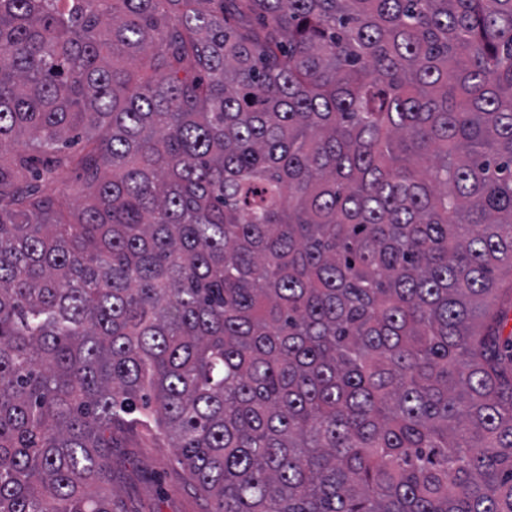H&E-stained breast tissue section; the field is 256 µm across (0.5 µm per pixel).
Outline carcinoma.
I'll list each match as a JSON object with an SVG mask.
<instances>
[{
  "mask_svg": "<svg viewBox=\"0 0 512 512\" xmlns=\"http://www.w3.org/2000/svg\"><path fill=\"white\" fill-rule=\"evenodd\" d=\"M23 133L0 512H512V0H0ZM83 184L84 181L81 171L66 170L61 173L58 182L55 184V189L66 203V213L76 209ZM117 436L113 486L128 512H201L204 494L188 483L167 441L141 432Z\"/></svg>",
  "mask_w": 512,
  "mask_h": 512,
  "instance_id": "1",
  "label": "carcinoma"
}]
</instances>
